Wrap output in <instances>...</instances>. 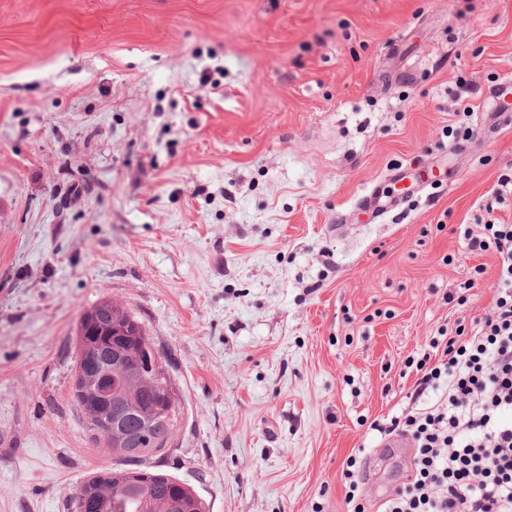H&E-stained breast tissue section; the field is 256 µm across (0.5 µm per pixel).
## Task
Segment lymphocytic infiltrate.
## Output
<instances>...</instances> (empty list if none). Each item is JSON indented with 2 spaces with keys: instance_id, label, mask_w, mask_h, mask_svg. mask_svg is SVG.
I'll use <instances>...</instances> for the list:
<instances>
[{
  "instance_id": "1",
  "label": "lymphocytic infiltrate",
  "mask_w": 512,
  "mask_h": 512,
  "mask_svg": "<svg viewBox=\"0 0 512 512\" xmlns=\"http://www.w3.org/2000/svg\"><path fill=\"white\" fill-rule=\"evenodd\" d=\"M467 249L495 250L499 274L479 326L438 329L406 361L418 393L437 398L373 421L372 431L411 437L406 483L383 512H512V224L464 230Z\"/></svg>"
}]
</instances>
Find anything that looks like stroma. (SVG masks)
<instances>
[{
  "label": "stroma",
  "instance_id": "1",
  "mask_svg": "<svg viewBox=\"0 0 512 512\" xmlns=\"http://www.w3.org/2000/svg\"><path fill=\"white\" fill-rule=\"evenodd\" d=\"M510 71L512 0H0V512H70L115 465L71 397L105 299L168 366L156 464L209 512H347L360 447L379 507L413 456L368 422L490 309L460 230L512 224Z\"/></svg>",
  "mask_w": 512,
  "mask_h": 512
}]
</instances>
